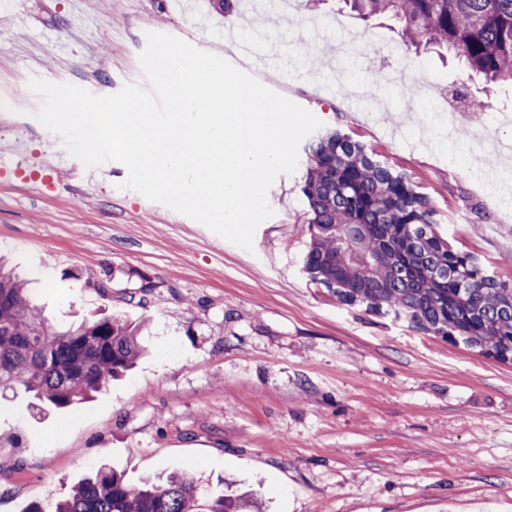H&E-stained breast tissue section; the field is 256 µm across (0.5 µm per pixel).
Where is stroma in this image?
Wrapping results in <instances>:
<instances>
[{"label":"stroma","instance_id":"1","mask_svg":"<svg viewBox=\"0 0 512 512\" xmlns=\"http://www.w3.org/2000/svg\"><path fill=\"white\" fill-rule=\"evenodd\" d=\"M0 0V257L60 323L93 312L143 324L148 353L95 398L63 410L0 397V512L67 496L101 465L128 483L189 469L201 494L256 493L263 512H512V361L336 301L302 272L310 240L304 169L268 191L274 214L244 250L124 189L127 169L56 193L60 138L30 111L40 77L97 95L142 78L150 32L235 61L234 39L268 56L247 72L365 144L425 194L451 247L512 284V87L405 46L391 22L342 0H293L256 25L252 0L200 16L197 0ZM372 35L334 72L316 60ZM401 80L378 81L387 69ZM336 84L324 98L321 84ZM482 101L477 117L444 109ZM109 282L100 293L96 282ZM152 282L147 302L135 300Z\"/></svg>","mask_w":512,"mask_h":512}]
</instances>
